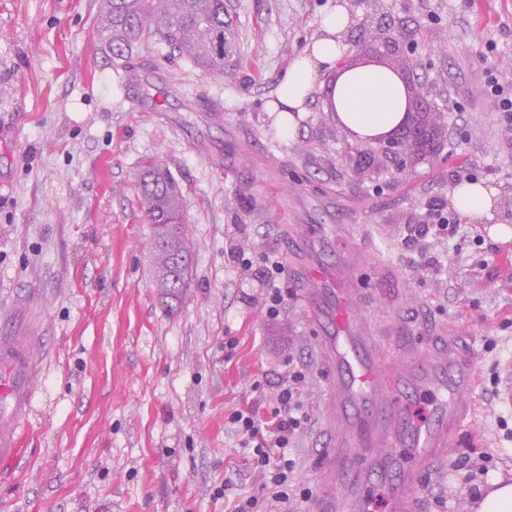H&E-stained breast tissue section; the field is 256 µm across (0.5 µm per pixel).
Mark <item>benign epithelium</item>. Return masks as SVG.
<instances>
[{"instance_id": "obj_1", "label": "benign epithelium", "mask_w": 512, "mask_h": 512, "mask_svg": "<svg viewBox=\"0 0 512 512\" xmlns=\"http://www.w3.org/2000/svg\"><path fill=\"white\" fill-rule=\"evenodd\" d=\"M373 12L365 15L361 27L375 44L373 52L358 56L366 63H380L398 75L404 87L405 110L401 121L392 129L363 137L347 130L351 141L346 143L349 160L357 163L382 162L397 168L414 165L434 158V140L429 133L444 122L439 112H431L425 106V95L411 79L415 43L403 38L398 32L395 17L378 8L372 2Z\"/></svg>"}]
</instances>
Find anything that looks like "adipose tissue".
I'll return each mask as SVG.
<instances>
[{
    "label": "adipose tissue",
    "instance_id": "1",
    "mask_svg": "<svg viewBox=\"0 0 512 512\" xmlns=\"http://www.w3.org/2000/svg\"><path fill=\"white\" fill-rule=\"evenodd\" d=\"M343 5H328L321 35L309 43L282 74L278 89L265 105L280 137L293 138L297 119L307 110L310 97L321 77L338 71L331 100L341 123L363 136L393 128L405 108L404 88L392 71L377 65L341 69L347 47L340 38L348 26Z\"/></svg>",
    "mask_w": 512,
    "mask_h": 512
}]
</instances>
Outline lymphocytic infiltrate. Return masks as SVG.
Listing matches in <instances>:
<instances>
[{"instance_id":"1","label":"lymphocytic infiltrate","mask_w":512,"mask_h":512,"mask_svg":"<svg viewBox=\"0 0 512 512\" xmlns=\"http://www.w3.org/2000/svg\"><path fill=\"white\" fill-rule=\"evenodd\" d=\"M305 379L303 367H294L271 400L246 403L231 414L238 445L246 450L258 481L255 492L237 499L233 512H253L259 503L265 512H277L278 506L287 504L295 485V461L288 449L309 423L301 391Z\"/></svg>"}]
</instances>
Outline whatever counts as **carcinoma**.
Masks as SVG:
<instances>
[{
  "label": "carcinoma",
  "mask_w": 512,
  "mask_h": 512,
  "mask_svg": "<svg viewBox=\"0 0 512 512\" xmlns=\"http://www.w3.org/2000/svg\"><path fill=\"white\" fill-rule=\"evenodd\" d=\"M224 0H102L100 36L114 60L127 61L146 44H164L196 68L224 75L229 23ZM141 211L152 225L151 263L155 287L172 300L190 274L187 204L178 183L158 163L140 174Z\"/></svg>",
  "instance_id": "cac0c4a2"
}]
</instances>
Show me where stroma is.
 <instances>
[{"mask_svg":"<svg viewBox=\"0 0 512 512\" xmlns=\"http://www.w3.org/2000/svg\"><path fill=\"white\" fill-rule=\"evenodd\" d=\"M328 2L224 0L235 39L223 75L149 44L130 59L132 84L100 42L101 0H0V331L35 335L42 362L27 461L0 477V512H230L256 484L230 416L273 396L299 360L311 423L293 443L296 483H330L314 443L325 371L290 275L278 316L266 314V257H287L293 224L379 225L381 245L357 239L349 256L392 364L406 343L450 336L475 357L466 439L420 512H467L488 479L512 478V240L489 234L512 227V130L473 67L485 56L512 81V0H382L417 42L414 80L447 123L435 162L362 174L325 109L333 73L294 138L264 110ZM150 161L187 202L192 272L176 301L151 282L137 203ZM468 166L497 191L492 220H463L446 248L414 238L429 204L455 211Z\"/></svg>","mask_w":512,"mask_h":512,"instance_id":"stroma-1","label":"stroma"}]
</instances>
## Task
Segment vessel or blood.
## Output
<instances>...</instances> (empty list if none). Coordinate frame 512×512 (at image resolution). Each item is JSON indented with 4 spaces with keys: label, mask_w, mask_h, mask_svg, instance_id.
<instances>
[{
    "label": "vessel or blood",
    "mask_w": 512,
    "mask_h": 512,
    "mask_svg": "<svg viewBox=\"0 0 512 512\" xmlns=\"http://www.w3.org/2000/svg\"><path fill=\"white\" fill-rule=\"evenodd\" d=\"M315 228L301 230L295 269L304 312L330 377L321 405L329 437L323 460L335 471L337 486L320 489L315 512H370L368 486L385 481L390 512H418L425 474L448 472V450L464 431L467 406L456 396L478 382L472 358L453 345L410 355V366L394 371L386 345L374 339L358 313L356 269L348 262L328 271L310 255ZM41 367L31 336H0V471L20 464L26 451L19 429L27 419L33 381ZM393 456L368 457L381 444Z\"/></svg>",
    "instance_id": "b4317fda"
}]
</instances>
